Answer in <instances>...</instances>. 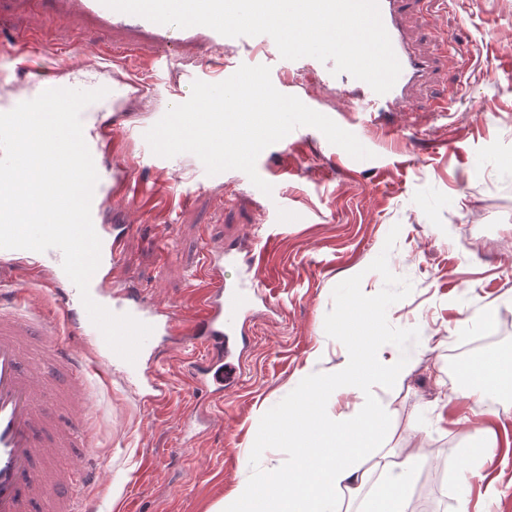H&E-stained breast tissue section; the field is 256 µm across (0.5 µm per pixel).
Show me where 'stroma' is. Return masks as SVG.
I'll use <instances>...</instances> for the list:
<instances>
[{
  "instance_id": "obj_1",
  "label": "stroma",
  "mask_w": 512,
  "mask_h": 512,
  "mask_svg": "<svg viewBox=\"0 0 512 512\" xmlns=\"http://www.w3.org/2000/svg\"><path fill=\"white\" fill-rule=\"evenodd\" d=\"M411 35L438 59L434 83L412 112H387L371 124L336 94L305 79L298 94L371 151L357 160L315 128L299 127L267 147L258 175L264 194L239 170L207 174L191 153L155 155L146 132L168 108L186 102L194 81L212 75L193 52L142 71L135 57L107 59L144 87L125 112L102 156L105 168L134 157V176L162 193L145 222L126 238L121 263L108 275L113 290L131 286L152 303L195 314L205 291V257L226 248L260 250L266 306L244 325L241 376L211 405L208 423L184 434L196 397L189 365L206 358L201 345L160 354L166 399L146 406L120 374L88 373L87 410L95 451L108 458L90 472L96 512H214L240 483L264 482L271 468L292 462L280 438L269 437L263 408L285 407L306 371L327 373L349 352L346 328L368 336L374 350L412 357L409 374L374 393L389 426L383 447L363 460L414 454L416 474L435 473L438 512H455L462 492L457 464L488 420L512 426V396L482 404L463 398L455 350L493 333L495 350L512 353V0L435 4ZM7 37L38 34V58L59 64L95 53V29L81 32L34 6L7 23ZM449 97V110L432 109ZM6 276L34 290L68 339L55 295L15 260ZM470 483L482 508L512 512V458L492 449ZM494 496H485L487 485Z\"/></svg>"
}]
</instances>
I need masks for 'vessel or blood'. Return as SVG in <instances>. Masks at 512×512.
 I'll return each mask as SVG.
<instances>
[{
	"label": "vessel or blood",
	"mask_w": 512,
	"mask_h": 512,
	"mask_svg": "<svg viewBox=\"0 0 512 512\" xmlns=\"http://www.w3.org/2000/svg\"><path fill=\"white\" fill-rule=\"evenodd\" d=\"M434 0H379L384 26L401 64V74L394 87L385 94L375 93L366 83L346 73L333 74L332 63L312 57L289 61L277 72L281 93L294 94L299 75H307L338 96L349 99L356 111L369 115L408 109L416 93L433 78L437 59L416 51L408 43V22ZM54 17L70 23L79 22L97 28L101 35L100 51L115 48L136 53L143 44L176 50L195 49L206 44L223 47L226 38L216 31L193 26L179 28L120 13L101 0H50ZM11 56L22 80L15 95L0 99V113L19 103L36 98L50 88L93 90L107 88V95L86 106L82 123L91 124L86 143L91 154H99L103 141L100 126L103 114L112 120L121 117L120 103L133 81L116 70L80 59L54 67L38 64L28 43L14 45ZM133 164L113 167L111 178H99L92 198L91 216L100 219L102 197L113 194L122 212L136 211L150 203L153 190L143 188L132 179ZM132 224L118 225L113 233L101 234V267H115L122 256L123 243ZM41 269L44 283L58 287L67 278L62 267L63 255L53 248L45 253ZM208 290L190 319H180L166 307L147 303L138 290L121 289L115 301L107 299V283L93 275L89 283L92 299L116 314H128L153 326L154 331L143 345L135 363H127L105 343L100 330L90 321L80 304L77 287L65 293L61 309L79 339L58 342L52 339V321L33 301L30 289L1 287L0 302V512H33L35 506H48L50 512H92L85 494L86 481L57 467L59 456L67 450H84L83 464L103 468L104 457L90 458L93 446L88 421L72 424L58 412L61 400H68L73 413L81 415L88 400L86 376L90 369L104 375L120 372L141 390L145 401L159 400L165 382L149 362L166 349L188 343L207 348V361L192 365L190 377L197 391L233 380L234 366L224 363V351L235 333L239 316L259 297L260 284H226L224 253L211 252L206 258Z\"/></svg>",
	"instance_id": "vessel-or-blood-1"
}]
</instances>
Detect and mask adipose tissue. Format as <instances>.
<instances>
[{"label":"adipose tissue","instance_id":"adipose-tissue-1","mask_svg":"<svg viewBox=\"0 0 512 512\" xmlns=\"http://www.w3.org/2000/svg\"><path fill=\"white\" fill-rule=\"evenodd\" d=\"M347 339L351 349L332 372L305 373L292 404L263 411L268 422L284 429L294 466L272 469L262 484H239L221 512H336V495L343 491L360 495L359 512H409L414 456L380 463L381 474L373 481L359 465L364 449L378 447L385 433L372 388L398 384L409 372V360L401 355L374 362L363 337L351 333ZM464 372L471 381L467 396L481 400L512 393L511 354L484 352ZM346 393L359 394L361 411L326 421L325 410Z\"/></svg>","mask_w":512,"mask_h":512}]
</instances>
